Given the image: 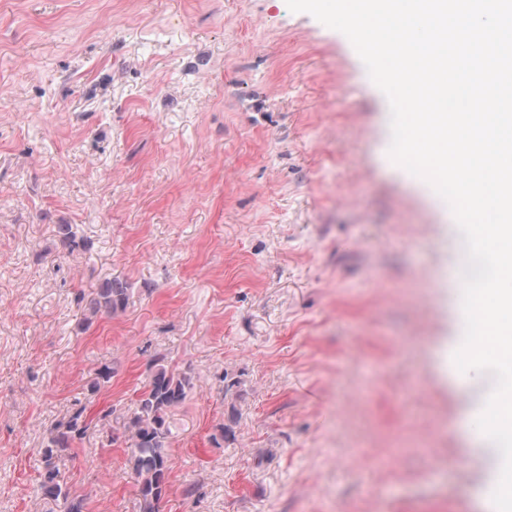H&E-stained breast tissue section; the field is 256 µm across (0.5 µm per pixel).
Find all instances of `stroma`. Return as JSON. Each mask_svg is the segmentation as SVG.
I'll return each instance as SVG.
<instances>
[{
  "label": "stroma",
  "mask_w": 512,
  "mask_h": 512,
  "mask_svg": "<svg viewBox=\"0 0 512 512\" xmlns=\"http://www.w3.org/2000/svg\"><path fill=\"white\" fill-rule=\"evenodd\" d=\"M390 142L350 41L286 0H0V512H61L43 435L129 415L160 353L198 386L159 512H493L500 454L455 428L488 387L448 375L463 239ZM113 277L126 309L82 327ZM130 445L73 448L85 512H140Z\"/></svg>",
  "instance_id": "stroma-1"
}]
</instances>
